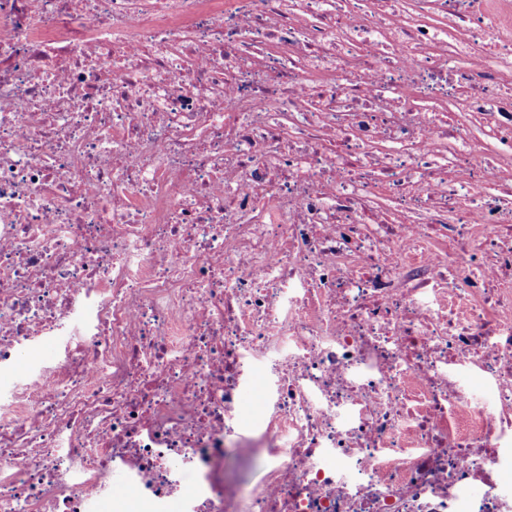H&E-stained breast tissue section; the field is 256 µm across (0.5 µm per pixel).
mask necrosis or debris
Listing matches in <instances>:
<instances>
[{
  "instance_id": "4bbe7bcc",
  "label": "necrosis or debris",
  "mask_w": 512,
  "mask_h": 512,
  "mask_svg": "<svg viewBox=\"0 0 512 512\" xmlns=\"http://www.w3.org/2000/svg\"><path fill=\"white\" fill-rule=\"evenodd\" d=\"M82 307L0 512H512V0H0V367ZM266 373L262 366H256L251 383L245 388L240 412L245 417L244 429L254 427L256 416L263 405ZM226 466L235 479L246 484H254L261 480L266 460L259 454L243 459L231 455L227 459Z\"/></svg>"
}]
</instances>
